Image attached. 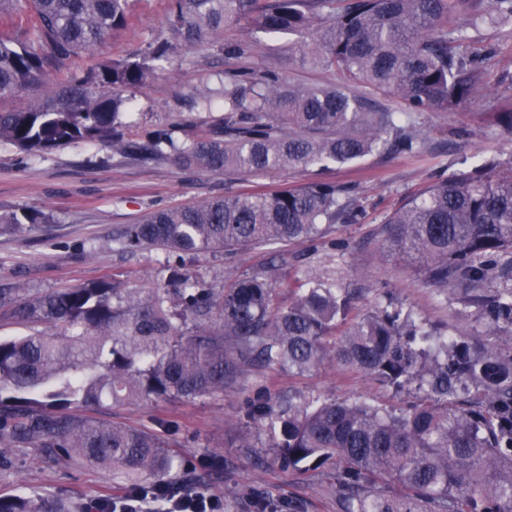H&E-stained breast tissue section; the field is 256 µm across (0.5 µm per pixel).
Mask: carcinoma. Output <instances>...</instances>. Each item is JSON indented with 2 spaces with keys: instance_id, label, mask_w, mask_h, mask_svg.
<instances>
[{
  "instance_id": "cac0c4a2",
  "label": "carcinoma",
  "mask_w": 512,
  "mask_h": 512,
  "mask_svg": "<svg viewBox=\"0 0 512 512\" xmlns=\"http://www.w3.org/2000/svg\"><path fill=\"white\" fill-rule=\"evenodd\" d=\"M136 0H0V146L26 157L76 144H106L140 164L261 176L311 172L275 193L224 195L159 208L120 236L130 250L228 252L243 246L327 242L336 224L365 217L360 200L319 172L375 152H430L420 118L451 110L483 80L458 15L472 28L512 21V0H170L166 37L122 59L78 71L126 27ZM312 34L305 56L340 82L296 88L274 69L224 70L195 91L205 117L143 141L126 137L123 92L171 67L169 44L194 50L230 24ZM30 207L0 216L20 231L46 224ZM383 245L419 276L460 291L458 313L482 320L512 346V156L435 182L385 218ZM174 288L142 291L103 279L31 296L24 336L0 339V447L33 448L48 461L119 469L128 493L163 486L177 499L222 469L214 453H174L162 421L146 432L83 416L105 401L224 397L266 370L309 373L326 362L423 397L396 413L367 401L281 397L259 381L245 401L238 447L267 436L269 462L305 472L336 468L342 512H512V358L494 345L450 338L389 302L352 315L343 268L312 275L286 306L276 269L216 288L172 267ZM257 512L296 506L254 495ZM0 512H85L45 495L0 496Z\"/></svg>"
}]
</instances>
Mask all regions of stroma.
<instances>
[{"instance_id": "35a3bbf8", "label": "stroma", "mask_w": 512, "mask_h": 512, "mask_svg": "<svg viewBox=\"0 0 512 512\" xmlns=\"http://www.w3.org/2000/svg\"><path fill=\"white\" fill-rule=\"evenodd\" d=\"M169 0H138L127 28L113 35L99 52L103 58H121L143 49L163 28ZM228 40L250 44V60L274 68L299 86L336 82L334 72L302 60L306 36L294 33L266 34L244 25L224 29ZM476 48L485 54V77L472 96L449 111L422 116L432 155L372 154L350 165H329L323 178L354 187L366 208L360 224H339L333 239L343 251L312 247L305 242L285 245L287 259L281 274L294 282L308 273L342 266L349 287L355 288L354 308L374 306L384 295L410 307L429 324L461 337H473L483 329L476 317H462L453 299L426 286L415 269L381 246L384 217L423 186L472 169L492 155L512 156V134L485 118L486 113L512 106V88L498 84L502 70L512 71V22L488 25L472 32ZM173 76L158 75L142 88L131 90L134 105L127 116V135L145 138L154 129L168 126L187 113V101L202 86L216 83L219 73L237 66L217 50H175ZM304 173L275 172L259 177L224 176L181 170L164 161L142 165L123 159L100 144H72L45 156L26 158L0 147V214L36 207L50 214L46 224L30 226L21 233H0V288L14 296H26L62 288H74L114 278L148 290L164 286L169 265L182 263L199 280L222 286L267 262L269 249L251 246L228 253H199L175 259L165 250L145 248L135 253L122 250L116 236L158 207L196 204L223 195L225 185L241 192H271L286 185L307 182ZM265 384L271 392L314 393L339 401L367 400L395 410L403 409L413 391L395 393L363 373L332 363L304 375L270 371ZM254 388L253 379L211 401L155 402L104 405L91 416L142 429H157L160 421L178 425L169 442L181 456L196 460L217 453L224 467L211 479L206 491L220 498L223 512H254L253 495L297 503V512H339L328 487L333 472L325 468L298 473L263 464L266 449L248 455L238 447L244 423L243 402ZM54 494L71 496L86 512H93L105 495H119L118 470L78 469L67 462H43L37 451L16 450L9 467L0 468V495Z\"/></svg>"}]
</instances>
